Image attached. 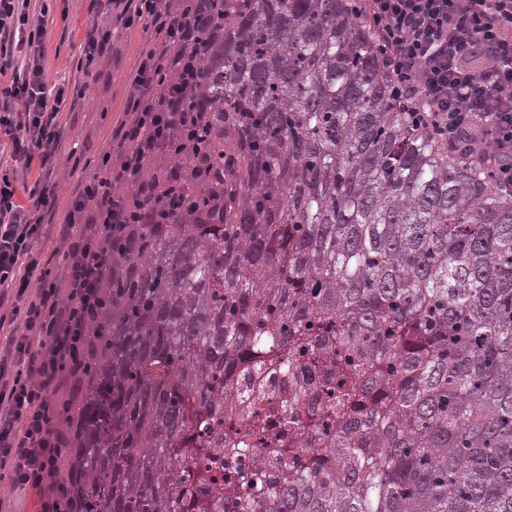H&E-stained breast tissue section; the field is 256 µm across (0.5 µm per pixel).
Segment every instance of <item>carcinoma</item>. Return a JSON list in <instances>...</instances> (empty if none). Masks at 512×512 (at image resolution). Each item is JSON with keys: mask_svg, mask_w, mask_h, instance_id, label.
<instances>
[{"mask_svg": "<svg viewBox=\"0 0 512 512\" xmlns=\"http://www.w3.org/2000/svg\"><path fill=\"white\" fill-rule=\"evenodd\" d=\"M215 13L211 179L112 254L79 512H512V194L351 0Z\"/></svg>", "mask_w": 512, "mask_h": 512, "instance_id": "carcinoma-1", "label": "carcinoma"}]
</instances>
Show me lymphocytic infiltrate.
<instances>
[{
  "mask_svg": "<svg viewBox=\"0 0 512 512\" xmlns=\"http://www.w3.org/2000/svg\"><path fill=\"white\" fill-rule=\"evenodd\" d=\"M89 0L91 21L79 44L84 69L108 58L124 31L148 33L130 80L124 116L95 175L66 204L55 248L58 268L42 261L46 218L58 205L55 171L59 116L84 99L79 84L45 71L48 5L0 0V143L23 168H37L27 203L13 171L0 170V468L30 493L36 512H72L60 477L64 448L79 430L71 415L97 352L92 336L104 316L112 251L137 224H165L187 205L180 157L205 169L201 142V65L220 42L212 0ZM375 30L385 66L417 105L410 117L449 149L512 189V0H357ZM22 317L24 332L10 330Z\"/></svg>",
  "mask_w": 512,
  "mask_h": 512,
  "instance_id": "f902f5d3",
  "label": "lymphocytic infiltrate"
}]
</instances>
